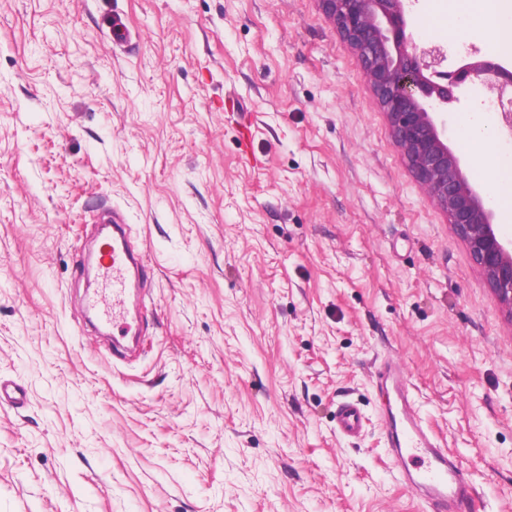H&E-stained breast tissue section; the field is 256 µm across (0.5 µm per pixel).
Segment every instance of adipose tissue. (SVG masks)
Wrapping results in <instances>:
<instances>
[{
  "mask_svg": "<svg viewBox=\"0 0 512 512\" xmlns=\"http://www.w3.org/2000/svg\"><path fill=\"white\" fill-rule=\"evenodd\" d=\"M482 18V31L497 52L512 53V0H448L447 8H439L428 19L437 28L459 34L465 31L471 15ZM466 133L476 147L475 173L486 180L499 211L501 223H512V153L502 149L490 121L467 125Z\"/></svg>",
  "mask_w": 512,
  "mask_h": 512,
  "instance_id": "adipose-tissue-1",
  "label": "adipose tissue"
}]
</instances>
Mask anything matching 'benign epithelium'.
Wrapping results in <instances>:
<instances>
[{
    "label": "benign epithelium",
    "mask_w": 512,
    "mask_h": 512,
    "mask_svg": "<svg viewBox=\"0 0 512 512\" xmlns=\"http://www.w3.org/2000/svg\"><path fill=\"white\" fill-rule=\"evenodd\" d=\"M360 58L376 102L414 178L466 243L495 299L512 319V240L494 224L488 192L471 182L448 146V109L482 88L496 102L502 134L512 137V70L477 57L448 69L444 46H424L408 30L415 0H321Z\"/></svg>",
    "instance_id": "1"
}]
</instances>
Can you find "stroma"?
Wrapping results in <instances>:
<instances>
[{"label":"stroma","mask_w":512,"mask_h":512,"mask_svg":"<svg viewBox=\"0 0 512 512\" xmlns=\"http://www.w3.org/2000/svg\"><path fill=\"white\" fill-rule=\"evenodd\" d=\"M430 2L408 24L449 67L490 54ZM113 209L153 268L131 357L83 331ZM387 358L463 512H512V322L319 0H0V378L26 391L0 512H432L387 446ZM364 416L357 404L342 403L337 413V427L344 437H357L364 429Z\"/></svg>","instance_id":"1"}]
</instances>
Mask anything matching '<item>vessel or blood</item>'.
Segmentation results:
<instances>
[{
	"label": "vessel or blood",
	"instance_id": "obj_1",
	"mask_svg": "<svg viewBox=\"0 0 512 512\" xmlns=\"http://www.w3.org/2000/svg\"><path fill=\"white\" fill-rule=\"evenodd\" d=\"M97 270L101 293L88 296L86 304L94 309L102 324H122L126 335L136 333V317L131 309L135 289L145 274V261L130 249L125 227L114 224L111 239L102 240L97 248ZM378 385L394 392L400 399L395 411L385 420L393 459L403 469L407 485L436 512H461L475 496L469 480L449 459L438 437L423 423L409 402V385L398 363L387 361L376 369ZM364 416L357 404L346 402L337 413L341 435L353 438L364 429Z\"/></svg>",
	"mask_w": 512,
	"mask_h": 512
}]
</instances>
